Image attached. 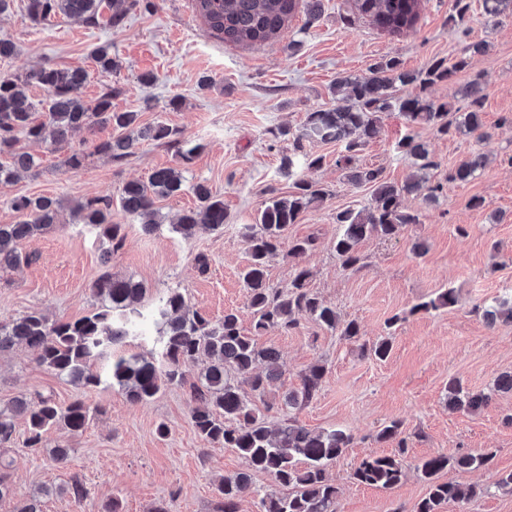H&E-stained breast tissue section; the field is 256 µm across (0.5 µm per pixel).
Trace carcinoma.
I'll return each mask as SVG.
<instances>
[{"label":"carcinoma","instance_id":"obj_1","mask_svg":"<svg viewBox=\"0 0 512 512\" xmlns=\"http://www.w3.org/2000/svg\"><path fill=\"white\" fill-rule=\"evenodd\" d=\"M304 2L308 23L314 24L322 14L323 0H195V6L209 29L222 41L234 45H262L277 37L288 19ZM102 0H30L31 17L39 21L60 12L73 18H95ZM359 15L390 34L412 28L419 14L421 0H355ZM483 11L489 16L512 12V0H482ZM471 9V0H452L448 21H464ZM487 52V46L474 42L454 63L445 58L431 60L425 68L410 72L401 68L394 56H385L372 63L365 76H343L332 88L333 96L343 104L307 113L302 132L293 140L294 151L304 150V142L320 140L341 147L336 166L348 171L349 181L372 188L371 203L354 211L336 215L342 233L336 241V256L346 269L361 268L359 243L368 236L393 238L409 224L419 223L416 212L406 208L402 198L421 194L434 202L442 192L441 183L433 184L428 171L438 168L426 146L412 134L402 137L397 150L414 158V171L400 185L385 181L382 171L356 165L358 152L378 133L381 115L396 110L412 128L426 124L445 136L450 131H464L486 139L482 119L486 94L481 77L472 79L461 89L467 99L464 111L449 103H438L428 95V89L439 82H449L468 66V59ZM87 73L82 69L42 67L31 72L24 82L45 89L42 117H36L35 105L19 86V79L0 78V183L13 181L19 172L38 167L39 158L15 149L17 135L40 139L51 131L57 144L69 141L72 134L84 127L110 125L119 134L94 145L93 153L122 159L134 146L130 129L138 119L136 112L112 111V93L100 95L94 104L82 97ZM417 84L420 93L399 98V85ZM139 136L156 142L178 143L177 130L163 122L139 130ZM487 158L475 153L463 159L448 173V181L466 183L485 167ZM183 178L173 168L154 170L145 181H130L123 187L120 206L141 220V228L151 233L158 227L157 198L181 191ZM198 204L185 211L173 225L175 232L191 239L200 228L219 230L224 227V201L212 195L203 183L193 186ZM327 191L318 183L300 178L286 196H272L260 211L257 222L244 226V236L250 246V263L242 274L248 307L254 315L253 331L245 333L236 313L226 312L219 320L208 318L200 310H186L184 296L172 291L155 313L161 325V362L135 355L119 354L116 347L139 335L138 325L143 313L138 309L144 288L130 280L114 278L104 273L91 284V291L100 303L99 311L76 321L51 322L37 311L0 322V353L15 344L25 345L38 364L55 375L84 388L103 383L116 385L136 403L153 398L164 384L184 383L183 367L202 358L210 360L200 378L189 385L190 397L198 402L192 414V424L198 436L206 442H222L235 448L247 462V469L224 476L218 485L221 495L220 512H238L242 492L251 483V472H264L288 493L267 494L261 499L263 512H340L338 491L329 483L326 468L350 447L353 438L341 429L311 432L290 416L277 429L254 404L245 399L241 385L246 384L256 395L265 393L269 382L282 377L279 354L273 347L258 345V337L268 330L287 333L309 318L329 330L341 329L345 338L359 339L358 325L350 321L341 324L336 308L329 306L307 288L310 271L299 267L285 289L273 288L266 278L267 263L278 249L280 241L292 224L298 223L303 212L314 202L321 201ZM11 208L20 216L14 224H0V271L16 268L22 261L18 245L36 238L59 223L62 201L50 197L16 196ZM112 199L95 197L77 204L73 213L82 224L97 230L107 244L103 259L121 247L124 228L112 223ZM455 289L440 291L436 297L414 305L410 312L438 310L457 305ZM490 326L512 323V299H504L484 311ZM266 364L263 374L254 372L257 362ZM105 364L100 372L97 365ZM325 368L312 366L301 379L298 389L288 392L285 405L299 409L308 405L321 390ZM490 401V395L464 390L457 379L448 381V405L467 412H477ZM26 420V447L37 453L42 449L47 427L61 424L73 435L80 434L90 419V407L76 399L66 406L52 397L39 394L20 397L11 405L0 408V448H9L16 432V420ZM401 423L392 421L378 432L380 440L398 441L399 454L376 456L369 454L354 468L352 477L360 484L391 489L405 476L403 460L405 440ZM492 453L461 454L454 458L434 455L422 459L417 470L427 484L425 495L411 512H439L442 504L467 500L476 494L472 487L442 478L446 470H471L486 466ZM33 494L21 501L14 512H43L42 495Z\"/></svg>","mask_w":512,"mask_h":512}]
</instances>
